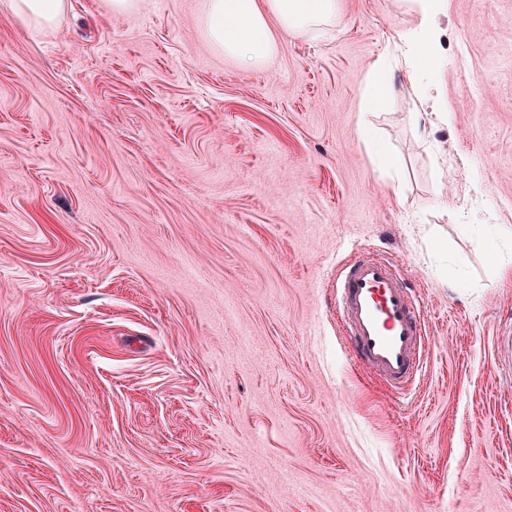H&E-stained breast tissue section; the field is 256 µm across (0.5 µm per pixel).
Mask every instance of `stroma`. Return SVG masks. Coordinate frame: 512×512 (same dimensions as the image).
<instances>
[{
	"label": "stroma",
	"mask_w": 512,
	"mask_h": 512,
	"mask_svg": "<svg viewBox=\"0 0 512 512\" xmlns=\"http://www.w3.org/2000/svg\"><path fill=\"white\" fill-rule=\"evenodd\" d=\"M201 10L0 7V512H512V0H446L440 68L394 72L396 191L357 125L398 0L259 68ZM363 247L425 313L402 398L341 335ZM4 4L37 28L52 27L64 8V0H6Z\"/></svg>",
	"instance_id": "35a3bbf8"
}]
</instances>
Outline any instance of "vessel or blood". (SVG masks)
Listing matches in <instances>:
<instances>
[{"label":"vessel or blood","instance_id":"obj_1","mask_svg":"<svg viewBox=\"0 0 512 512\" xmlns=\"http://www.w3.org/2000/svg\"><path fill=\"white\" fill-rule=\"evenodd\" d=\"M336 310L358 364L394 390H410L427 350L424 318L392 264L363 250L336 273Z\"/></svg>","mask_w":512,"mask_h":512}]
</instances>
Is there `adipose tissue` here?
<instances>
[{
	"instance_id": "1",
	"label": "adipose tissue",
	"mask_w": 512,
	"mask_h": 512,
	"mask_svg": "<svg viewBox=\"0 0 512 512\" xmlns=\"http://www.w3.org/2000/svg\"><path fill=\"white\" fill-rule=\"evenodd\" d=\"M442 2L404 0L414 24L395 33L396 56L376 61L365 75L359 100L361 136H368L369 117L391 87L393 65L412 73L436 68V16ZM337 12V0H205L200 30L216 50L257 67L275 52V32L322 36L335 26Z\"/></svg>"
}]
</instances>
